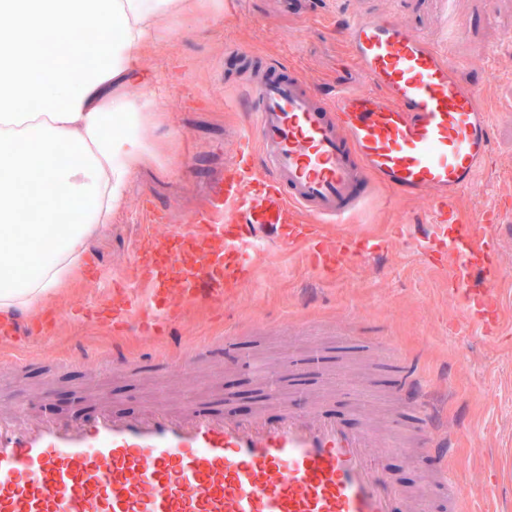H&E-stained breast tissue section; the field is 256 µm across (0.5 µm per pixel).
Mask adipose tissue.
<instances>
[{"instance_id": "ef3b65f1", "label": "adipose tissue", "mask_w": 512, "mask_h": 512, "mask_svg": "<svg viewBox=\"0 0 512 512\" xmlns=\"http://www.w3.org/2000/svg\"><path fill=\"white\" fill-rule=\"evenodd\" d=\"M220 0H0V316L38 313L84 269L148 151L127 85L139 47L165 21L205 20ZM48 80L33 93L30 76ZM39 95L37 111L22 102ZM39 207L43 222L18 224Z\"/></svg>"}]
</instances>
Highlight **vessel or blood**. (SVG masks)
Masks as SVG:
<instances>
[{
	"instance_id": "vessel-or-blood-1",
	"label": "vessel or blood",
	"mask_w": 512,
	"mask_h": 512,
	"mask_svg": "<svg viewBox=\"0 0 512 512\" xmlns=\"http://www.w3.org/2000/svg\"><path fill=\"white\" fill-rule=\"evenodd\" d=\"M365 88L322 93L297 73L251 59L245 131L205 205L173 237L191 254L148 239L112 302L92 310L113 330L170 334L190 304L215 305L255 276L254 247L302 248L307 267L335 276L365 246L326 243L376 186L430 194L421 245L448 259V293L477 332H503L496 291L503 212L464 215L492 153L481 83L425 38L387 16L341 30ZM270 418L227 405L159 401L133 414L99 405L93 420L0 413V512H428L431 496L396 484L382 465L389 442L354 429L317 398L283 401ZM404 419L428 450L451 456L446 426L422 405Z\"/></svg>"
}]
</instances>
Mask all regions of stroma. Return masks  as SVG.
<instances>
[{"instance_id": "35a3bbf8", "label": "stroma", "mask_w": 512, "mask_h": 512, "mask_svg": "<svg viewBox=\"0 0 512 512\" xmlns=\"http://www.w3.org/2000/svg\"><path fill=\"white\" fill-rule=\"evenodd\" d=\"M216 17L184 16L164 25L144 45L138 62L148 88L130 89L145 112L152 152L130 180L112 222L93 238L87 267L52 306L51 331L0 344V408L24 407L48 393L53 410L93 418L96 399L119 414L148 401L180 405L232 396L240 414L254 412L253 396L271 373L308 366L317 352L345 375L344 389L365 403L355 414L336 400L329 409L353 427L371 416L397 443L408 440L400 417L406 407L377 391L372 380L385 361L399 359L419 378L427 405L457 435V452L441 462L414 449L411 462L398 452L383 458L393 480L413 486L446 470L451 490L468 512H512V233L500 230L498 285L505 331L489 341L468 327L459 303L448 298L447 272L432 266L419 245L428 196L397 199L377 187L349 223L329 224L339 235L382 239L385 251L358 258L336 278L311 275L300 249L268 243L256 251L253 287L226 296L218 307L190 306L179 334L202 351L191 379L162 383L159 365L168 354L164 337L130 328L116 333L97 319L73 312L106 297L115 275L129 272L145 236L164 238L200 208L210 182L233 155L249 87L234 81L237 51L266 54L296 68L321 89L364 85L338 34L343 20L366 12L389 16L427 38L460 67L464 78L496 69L484 88L493 112L494 155L484 170L483 195L463 197L472 214L497 202L512 209V0H221ZM165 210L167 222L148 224L144 209ZM137 369L117 372L112 353ZM91 400L76 404L77 388Z\"/></svg>"}]
</instances>
